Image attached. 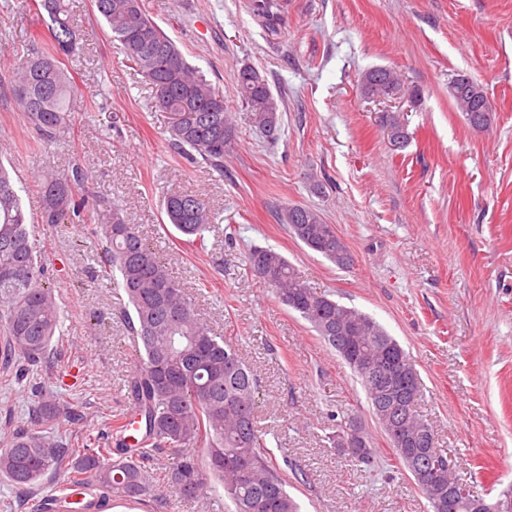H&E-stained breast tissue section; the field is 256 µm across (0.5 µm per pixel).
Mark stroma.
Here are the masks:
<instances>
[{"mask_svg": "<svg viewBox=\"0 0 512 512\" xmlns=\"http://www.w3.org/2000/svg\"><path fill=\"white\" fill-rule=\"evenodd\" d=\"M86 41L67 64L85 89L75 118L39 148L3 95L12 58L41 21L0 0V162L11 166L61 329L46 364L0 379L4 421L30 424L31 386L51 388L91 418L90 447L104 446L99 411L129 409L125 379L133 337L124 296L100 275L84 224H41L37 170L80 163L94 195L115 202L191 294L211 327L232 337L259 384L257 424L300 512H432L395 460L360 378L310 324L279 303L251 271V246H270L316 291L374 318L410 354L424 397L420 413L474 495L512 487V0H280L277 34L251 0H143L187 61L244 113L234 76L244 66L280 101V135L240 124L223 172L186 162L170 143L172 115L127 64L93 0H65ZM394 68L385 97L361 95L363 74ZM465 74L495 108L473 128L448 92ZM404 117L408 141L392 146L387 114ZM204 195L221 229L196 251L162 224L171 193ZM317 209L353 255L341 269L295 239L274 214ZM354 414L377 449L372 464L346 459L326 439L329 414Z\"/></svg>", "mask_w": 512, "mask_h": 512, "instance_id": "stroma-1", "label": "stroma"}]
</instances>
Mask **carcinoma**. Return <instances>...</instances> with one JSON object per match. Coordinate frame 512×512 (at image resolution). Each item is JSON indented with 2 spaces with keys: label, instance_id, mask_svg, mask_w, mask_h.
Returning a JSON list of instances; mask_svg holds the SVG:
<instances>
[{
  "label": "carcinoma",
  "instance_id": "carcinoma-1",
  "mask_svg": "<svg viewBox=\"0 0 512 512\" xmlns=\"http://www.w3.org/2000/svg\"><path fill=\"white\" fill-rule=\"evenodd\" d=\"M36 15L47 14L50 48L33 40L32 51L18 56L11 95L18 111L44 145L84 101V91L68 74L63 58L76 53L84 31L70 17L63 0H25ZM126 60L157 88L156 106L176 115L170 126L176 150L198 165L224 173V156L237 137V124L224 97L184 57L175 43L146 14L143 0H95ZM275 0H253L254 15L277 32ZM388 67L367 70L361 80L366 94L395 81ZM249 125L276 139L279 105L264 77L251 66L235 76ZM449 93L471 126L491 124L493 106L483 88L459 74ZM392 136L408 138L396 114L386 116ZM88 174L78 163L60 173L38 174L43 195L42 224L88 223L96 203L85 194ZM21 189L0 163V372L12 375L17 356L32 365L44 362L59 333V307L46 285L35 233L21 203ZM162 209L167 224L187 244L205 249V233L214 216L201 195L171 194ZM292 236L340 269L353 264L352 254L333 224L314 209L287 206L277 214ZM97 254L112 284L128 301L125 321L135 341L134 367L126 380L133 422L110 424L118 433L114 448L65 444L53 433L83 415L38 384L33 426L13 431L0 448V474L21 491L34 492L48 472L70 471L67 484L102 491V501L155 500L170 487L192 498L217 481L234 512H299L288 493V479L272 464L270 450L256 426L259 394L254 368L231 339L215 333L137 227L125 222L112 205L101 223ZM254 274L268 283L278 300L306 320L362 379L373 414L396 459L410 469L433 508L453 497L455 512H475L459 496L461 483L448 471L447 457L437 449L433 427L418 413L423 390L419 372L404 348L370 315L343 305L309 287L295 268L272 247L248 253ZM327 439L348 458L369 463L372 437L354 417H328ZM362 450L355 456L345 442ZM167 453V462L157 455Z\"/></svg>",
  "mask_w": 512,
  "mask_h": 512
}]
</instances>
